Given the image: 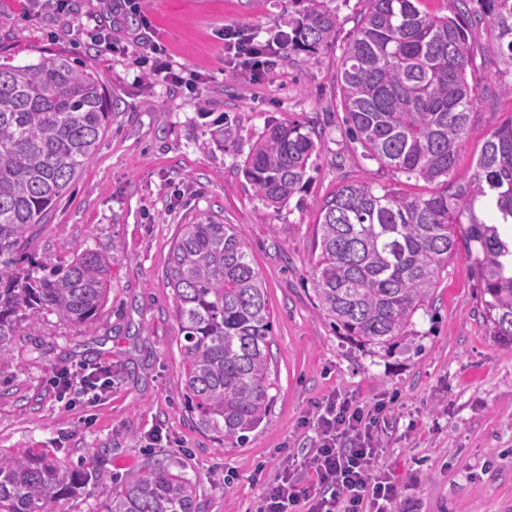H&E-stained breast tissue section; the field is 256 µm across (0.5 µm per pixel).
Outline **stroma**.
<instances>
[{
  "label": "stroma",
  "instance_id": "35a3bbf8",
  "mask_svg": "<svg viewBox=\"0 0 512 512\" xmlns=\"http://www.w3.org/2000/svg\"><path fill=\"white\" fill-rule=\"evenodd\" d=\"M336 40L313 53L280 52L259 76L224 61V30L276 40L297 18V0H140L121 16L113 49L99 47L94 14L103 0H74L60 15L32 0H0V62L36 63L65 52L99 73L115 102L94 161L60 197L30 245L44 268L89 248L112 258V290L91 332L44 316L0 360V451L50 449L69 464L96 455L104 477L61 498L54 512H96L117 476L153 459L148 433L161 428L163 458L196 484L199 512H257L281 470L299 473L316 430L318 403L383 399L390 425L380 465L397 486L392 512H512V346L491 336L472 262L459 257L391 352L350 344L319 316L311 270L316 224L342 183L371 180L409 191L405 177L369 159L347 133L336 75L365 0H333ZM147 18L176 72L195 88L148 77L129 35ZM498 31L480 20L468 76L478 86L456 163L468 175L492 129L512 113L501 86L512 64L496 58ZM300 123L320 142L309 182L284 207H265L240 167L272 124ZM230 125L232 139L211 132ZM234 225L248 243L273 318L274 400L244 443H220L185 402L179 326L166 273L179 225ZM112 384L96 405L64 407L53 380L97 366Z\"/></svg>",
  "mask_w": 512,
  "mask_h": 512
}]
</instances>
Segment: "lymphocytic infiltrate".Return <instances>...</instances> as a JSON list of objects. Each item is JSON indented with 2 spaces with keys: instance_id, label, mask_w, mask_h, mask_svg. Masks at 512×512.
<instances>
[{
  "instance_id": "1",
  "label": "lymphocytic infiltrate",
  "mask_w": 512,
  "mask_h": 512,
  "mask_svg": "<svg viewBox=\"0 0 512 512\" xmlns=\"http://www.w3.org/2000/svg\"><path fill=\"white\" fill-rule=\"evenodd\" d=\"M279 46L244 28L224 33V52L252 74L274 65ZM387 406L328 402L317 417V440L304 458L311 481L282 473L268 485L259 512H390L396 487L380 468L375 434Z\"/></svg>"
}]
</instances>
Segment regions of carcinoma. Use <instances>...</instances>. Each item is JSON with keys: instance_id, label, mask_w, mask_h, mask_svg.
Returning a JSON list of instances; mask_svg holds the SVG:
<instances>
[{"instance_id": "cac0c4a2", "label": "carcinoma", "mask_w": 512, "mask_h": 512, "mask_svg": "<svg viewBox=\"0 0 512 512\" xmlns=\"http://www.w3.org/2000/svg\"><path fill=\"white\" fill-rule=\"evenodd\" d=\"M486 6L498 29L494 55L512 62V0H460L453 17L416 0H367L342 53L349 131L380 166L433 186L426 194L356 180L324 203L312 272L318 313L350 342L391 351L460 252L474 260L492 336L512 345V255L498 225L512 224V116L485 142L473 172L452 176L478 99L468 81L476 31L469 4ZM306 6L280 45L313 52L336 38L326 0ZM97 73L67 54L0 65V360L17 336L54 315L93 328L112 289V260L84 249L46 274L26 249L36 228L96 156L112 122ZM316 151L301 124L266 128L242 172L266 206L279 208L308 182ZM173 291L185 399L198 427L237 443L266 418L273 325L247 243L231 224H182L173 240ZM103 476L66 467L48 452H0V512H52L50 505ZM96 512H196L195 482L157 459L126 474Z\"/></svg>"}]
</instances>
